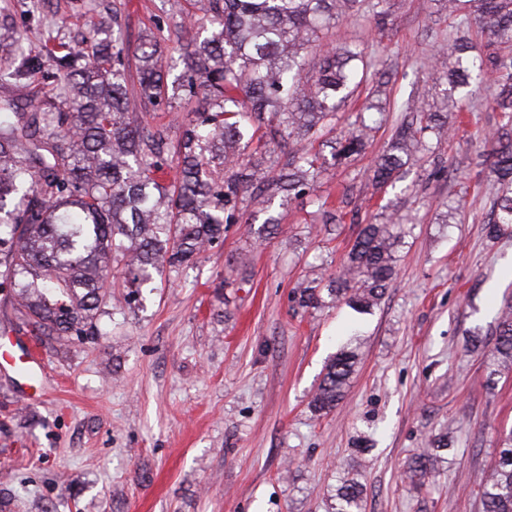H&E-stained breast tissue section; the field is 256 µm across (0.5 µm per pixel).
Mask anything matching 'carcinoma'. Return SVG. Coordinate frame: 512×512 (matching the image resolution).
Returning a JSON list of instances; mask_svg holds the SVG:
<instances>
[{
    "label": "carcinoma",
    "instance_id": "obj_1",
    "mask_svg": "<svg viewBox=\"0 0 512 512\" xmlns=\"http://www.w3.org/2000/svg\"><path fill=\"white\" fill-rule=\"evenodd\" d=\"M203 15H190L196 35L178 45L182 73L168 81L153 34L136 59L137 95L153 107L172 106L182 92L204 90V105L181 124L176 158L165 157L168 129L140 128L128 109L129 64L118 28L112 46L91 53L64 42L44 46L45 57L65 77L71 95L22 99L17 90L42 57H27L6 78L12 95L0 98V288L22 299L24 323L39 339L97 336L92 319L111 274L112 259L124 274L146 282L152 273L191 264L206 245L239 221V204L252 188L274 186L318 206L321 222H339L324 208L316 185L326 160L300 143L317 139L360 81L361 52L355 46L309 56L323 30L360 10L362 0H204ZM448 14L462 10L493 42L512 45V0H445ZM455 56L437 68L448 85V101L459 104L486 89V105L500 113L499 130L487 151L490 173L500 185L490 233L512 225V56L495 48L471 49L457 39ZM437 140L447 125L424 114ZM372 127L363 123L335 139L331 158H350L366 146ZM411 125L397 131L391 149L371 167L374 189L393 182L416 151ZM287 150L271 175L259 156L270 146ZM176 170L173 181L166 170ZM399 224H367L358 233L342 274L327 289L331 301L359 314L370 312L395 273ZM302 307L322 305L321 292L299 287ZM493 352L512 366V318L499 324ZM357 363L342 347L330 360L311 401L328 413L344 396ZM432 459L417 457L406 474L411 482L431 472ZM333 512H361L363 485L340 477ZM484 512H512V432L502 439L495 468L483 490Z\"/></svg>",
    "mask_w": 512,
    "mask_h": 512
}]
</instances>
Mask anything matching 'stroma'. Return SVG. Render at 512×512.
I'll use <instances>...</instances> for the list:
<instances>
[{"label":"stroma","instance_id":"obj_1","mask_svg":"<svg viewBox=\"0 0 512 512\" xmlns=\"http://www.w3.org/2000/svg\"><path fill=\"white\" fill-rule=\"evenodd\" d=\"M115 7L132 53L146 34L172 39L188 23L187 0H0V74ZM461 22L438 0H390L386 24L362 11L328 33L367 62L335 132L367 106L384 114L365 151L317 182L344 215L333 229L305 199L247 193L244 222L225 225L193 267L136 289L113 263L99 333L82 341L38 342L13 292L0 291V336L35 345L47 375L33 402L17 374L0 371V512H333L347 472L363 485L364 512H483L512 429V370L496 371L490 356L512 313V227L486 233L498 186L480 154L499 115L479 95L449 111L434 71ZM410 96L447 113L448 135L373 189L368 170L408 119ZM271 214L279 232L265 224ZM393 223L405 232L395 277L357 336L349 308L299 306L297 287L336 276L364 225ZM348 343L359 360L345 397L314 413L325 366ZM440 433L452 448L432 480L410 485L408 462Z\"/></svg>","mask_w":512,"mask_h":512}]
</instances>
